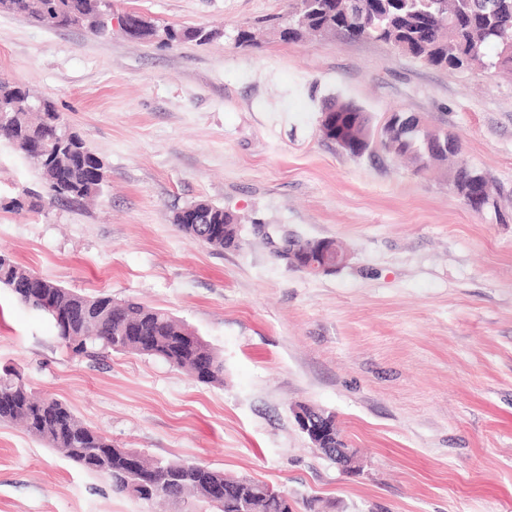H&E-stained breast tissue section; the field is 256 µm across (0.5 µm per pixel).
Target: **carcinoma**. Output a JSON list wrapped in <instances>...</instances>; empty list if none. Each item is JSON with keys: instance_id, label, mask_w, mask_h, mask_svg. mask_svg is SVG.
Returning a JSON list of instances; mask_svg holds the SVG:
<instances>
[{"instance_id": "1", "label": "carcinoma", "mask_w": 512, "mask_h": 512, "mask_svg": "<svg viewBox=\"0 0 512 512\" xmlns=\"http://www.w3.org/2000/svg\"><path fill=\"white\" fill-rule=\"evenodd\" d=\"M395 9H383V0H288L280 17L286 40L308 35L372 38L391 44L427 65L457 69L462 60L471 66L512 73V0H494L487 8L475 0H393ZM0 12L23 17L48 28L79 27L112 34L107 0H0ZM217 31L204 28H159L149 23L136 38L159 37L166 44L195 40L201 43ZM336 114L334 137L354 158L372 151L375 137L399 156L407 158L417 174L436 170L459 193L476 190L480 171L456 165L460 143L413 115L397 114L390 127L375 130L372 116L349 101L324 108ZM0 139L38 167L46 195L83 199L100 191L104 164L65 119L53 102L39 99L15 82L0 77ZM173 223L190 238L211 249L238 250L242 226L224 208L198 201L177 211ZM30 270L0 254V286L34 311H41L42 295L53 297L55 308L70 316L56 327L60 342L76 355L100 345L115 352L157 357L205 384L224 381V360L219 352L167 311L134 301L118 302L102 292L84 295L42 278L39 292L21 287ZM19 422L33 437L62 451L81 469L107 478L113 490L139 498L141 475L122 464L120 449L98 430L84 424L62 401L36 397L12 370L0 373V423ZM143 471L155 474L156 484L146 500L194 501V509L211 507L205 485L222 481L231 486L219 512H237V500L251 497V512H297V502L266 495L262 482L226 478L224 472L200 462L143 459Z\"/></svg>"}]
</instances>
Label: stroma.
I'll use <instances>...</instances> for the list:
<instances>
[{
	"instance_id": "35a3bbf8",
	"label": "stroma",
	"mask_w": 512,
	"mask_h": 512,
	"mask_svg": "<svg viewBox=\"0 0 512 512\" xmlns=\"http://www.w3.org/2000/svg\"><path fill=\"white\" fill-rule=\"evenodd\" d=\"M287 0H113L206 44L47 29L0 14V76L52 100L102 159L92 199L26 208L35 166L0 141V252L64 287L160 308L224 356L223 384L109 349L76 356L0 288V369L154 459L203 462L317 512H512V75L438 69L371 40L239 46ZM402 111L460 138L501 218L383 149L354 158L323 106ZM238 217L216 252L172 217ZM333 239L348 266L309 275L286 239ZM336 417L359 470L314 452L294 411ZM0 512H178L115 493L17 424H0ZM187 210L200 215V224L185 222ZM173 223L177 224L180 230L190 238L207 245L214 251L238 250L243 244L242 226L238 224L237 218L224 211L223 207L207 201H198L177 211L173 216ZM208 224H222L223 229L219 233L211 234L206 231Z\"/></svg>"
}]
</instances>
